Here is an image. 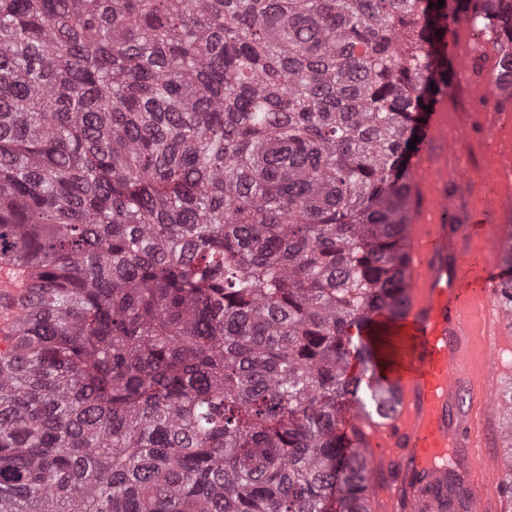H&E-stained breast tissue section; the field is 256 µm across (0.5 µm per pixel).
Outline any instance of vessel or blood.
<instances>
[{"label":"vessel or blood","instance_id":"vessel-or-blood-1","mask_svg":"<svg viewBox=\"0 0 512 512\" xmlns=\"http://www.w3.org/2000/svg\"><path fill=\"white\" fill-rule=\"evenodd\" d=\"M460 58L490 54L494 42L472 41L471 19L454 26ZM421 150L409 163L413 205L404 229L407 259L404 302L396 343L399 363L389 374L392 403L374 418L350 411L348 427L359 437L369 469L368 498L374 512H444L447 473L455 471L465 491L467 512H502L503 463L490 460L481 445L501 378H512V335L503 331L494 299L504 286L497 271L507 258L512 230L483 235L473 247L469 226L493 224L512 203V154L494 156L495 183L476 198L473 212L448 223V169L433 163L448 156L452 138L443 113L421 126ZM29 306L24 289L0 277V350L11 346L18 320ZM422 481H415V474Z\"/></svg>","mask_w":512,"mask_h":512}]
</instances>
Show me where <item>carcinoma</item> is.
<instances>
[{
    "mask_svg": "<svg viewBox=\"0 0 512 512\" xmlns=\"http://www.w3.org/2000/svg\"><path fill=\"white\" fill-rule=\"evenodd\" d=\"M436 2L0 0V512H367ZM26 291L17 288L2 274L0 277V350L7 351L15 335V324L27 315Z\"/></svg>",
    "mask_w": 512,
    "mask_h": 512,
    "instance_id": "carcinoma-1",
    "label": "carcinoma"
}]
</instances>
